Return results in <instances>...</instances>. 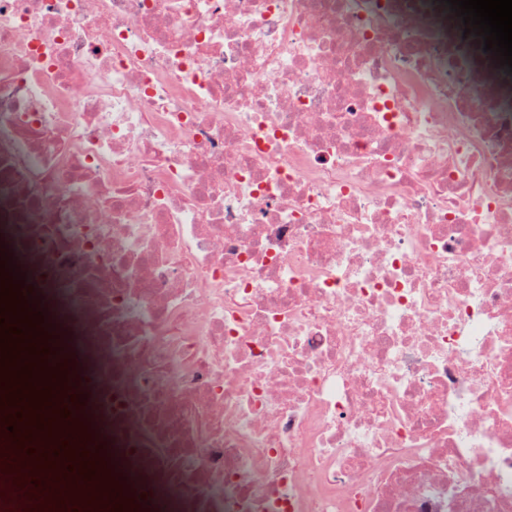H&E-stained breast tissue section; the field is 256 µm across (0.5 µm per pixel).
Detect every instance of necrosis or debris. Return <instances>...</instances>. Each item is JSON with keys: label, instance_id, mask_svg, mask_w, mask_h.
<instances>
[{"label": "necrosis or debris", "instance_id": "4bbe7bcc", "mask_svg": "<svg viewBox=\"0 0 512 512\" xmlns=\"http://www.w3.org/2000/svg\"><path fill=\"white\" fill-rule=\"evenodd\" d=\"M449 13L0 0V246L44 316L0 512H512V93ZM61 407L112 479L63 453L25 497Z\"/></svg>", "mask_w": 512, "mask_h": 512}]
</instances>
